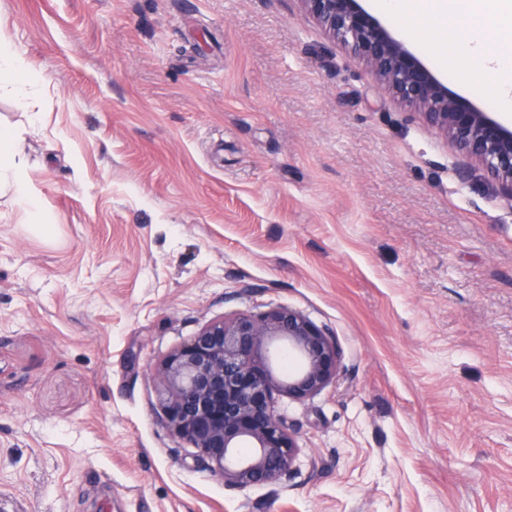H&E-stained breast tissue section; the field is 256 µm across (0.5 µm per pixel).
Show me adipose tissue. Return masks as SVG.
I'll use <instances>...</instances> for the list:
<instances>
[{
  "label": "adipose tissue",
  "mask_w": 512,
  "mask_h": 512,
  "mask_svg": "<svg viewBox=\"0 0 512 512\" xmlns=\"http://www.w3.org/2000/svg\"><path fill=\"white\" fill-rule=\"evenodd\" d=\"M460 0H369L371 10L395 19L406 38H420L423 25H430L436 33L448 30L450 19L458 17ZM436 63L447 70L459 83H467L474 65H481L497 77L496 107L504 113L512 112V53L492 47L487 30L472 31L455 41L447 53L438 56ZM0 181L11 186L19 202L37 211L45 206L24 175V161L17 149L16 135L11 128L0 126Z\"/></svg>",
  "instance_id": "obj_1"
}]
</instances>
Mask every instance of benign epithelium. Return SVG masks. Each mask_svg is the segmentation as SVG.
Returning <instances> with one entry per match:
<instances>
[{"label":"benign epithelium","mask_w":512,"mask_h":512,"mask_svg":"<svg viewBox=\"0 0 512 512\" xmlns=\"http://www.w3.org/2000/svg\"><path fill=\"white\" fill-rule=\"evenodd\" d=\"M300 2L512 197V125L449 88L361 0ZM338 363L331 336L301 312L277 307L206 324L158 362L154 378L171 433L195 448L198 461L225 486L245 489L277 481L297 455L278 399L318 394L335 378Z\"/></svg>","instance_id":"7a95c632"}]
</instances>
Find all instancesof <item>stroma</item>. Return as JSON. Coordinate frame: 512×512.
<instances>
[{"mask_svg":"<svg viewBox=\"0 0 512 512\" xmlns=\"http://www.w3.org/2000/svg\"><path fill=\"white\" fill-rule=\"evenodd\" d=\"M40 217L0 191L12 512H512V197L299 0H0ZM295 309L336 377L246 489L196 462L154 365Z\"/></svg>","mask_w":512,"mask_h":512,"instance_id":"obj_1","label":"stroma"}]
</instances>
